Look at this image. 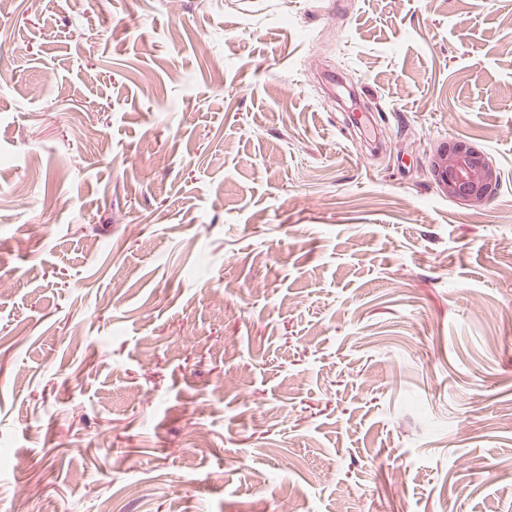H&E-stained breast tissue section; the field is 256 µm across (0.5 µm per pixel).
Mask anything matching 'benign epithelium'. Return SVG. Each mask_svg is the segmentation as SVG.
<instances>
[{
	"instance_id": "benign-epithelium-1",
	"label": "benign epithelium",
	"mask_w": 512,
	"mask_h": 512,
	"mask_svg": "<svg viewBox=\"0 0 512 512\" xmlns=\"http://www.w3.org/2000/svg\"><path fill=\"white\" fill-rule=\"evenodd\" d=\"M428 171L444 195L467 207L482 206L501 185V172L493 162L463 141L434 148L428 157Z\"/></svg>"
}]
</instances>
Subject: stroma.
I'll list each match as a JSON object with an SVG mask.
<instances>
[{"label": "stroma", "instance_id": "35a3bbf8", "mask_svg": "<svg viewBox=\"0 0 512 512\" xmlns=\"http://www.w3.org/2000/svg\"><path fill=\"white\" fill-rule=\"evenodd\" d=\"M0 68V512H512V0H0ZM428 171L444 195L467 207L482 206L501 185V172L493 162L463 141L434 148L428 157Z\"/></svg>", "mask_w": 512, "mask_h": 512}]
</instances>
